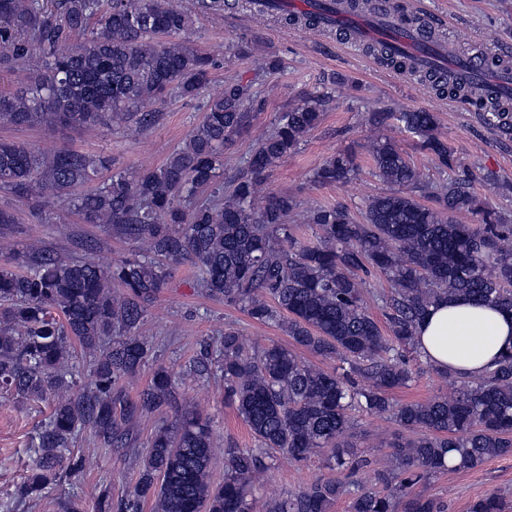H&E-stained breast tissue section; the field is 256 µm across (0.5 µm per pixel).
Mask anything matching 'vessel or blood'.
Listing matches in <instances>:
<instances>
[{"label": "vessel or blood", "mask_w": 512, "mask_h": 512, "mask_svg": "<svg viewBox=\"0 0 512 512\" xmlns=\"http://www.w3.org/2000/svg\"><path fill=\"white\" fill-rule=\"evenodd\" d=\"M327 21L334 24L337 30L347 33L355 42L371 36L384 39L394 52L413 55L423 70L442 73L451 69L461 79L483 80L492 97L512 95V70L491 67L481 47H474L469 54L460 57L446 42L433 41L428 27L417 25L400 30L396 28L394 19L387 14L380 15L374 26L369 27L353 17L341 4L337 5L334 14L328 15Z\"/></svg>", "instance_id": "1"}]
</instances>
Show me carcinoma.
<instances>
[{
  "mask_svg": "<svg viewBox=\"0 0 512 512\" xmlns=\"http://www.w3.org/2000/svg\"><path fill=\"white\" fill-rule=\"evenodd\" d=\"M260 2L276 18L316 30L321 13L290 14L279 0ZM193 15L170 0H0V67L34 65L36 73L10 96L0 94V124L143 126L167 95L197 97L215 62L190 44ZM84 40L72 44L71 35ZM365 52L440 94L472 101L487 111L479 119L512 138V102L489 98L480 83L448 72L441 79L416 71V60L391 53L384 42ZM252 85L227 81L204 103V118L186 143L155 169L136 176L113 173L89 191L112 159L60 150L47 154L18 141L0 140V190L38 206L59 200L86 224H104L139 244L138 254L110 267L62 260L33 244L14 254L21 269L0 268V394L18 402L48 401L51 411L35 435L31 474L15 490L21 501L39 500L63 472L81 469L71 452L90 431L102 444L129 448L141 418L170 409L172 425L154 433L133 488L112 505L108 487L85 496L98 512H328L349 489L317 479L297 494L257 504L252 489L278 452L301 462L331 450L336 468L350 477L366 464L347 441L350 411L394 418L416 437L396 445L393 465L377 473L382 490L351 494L349 512H445L436 498L415 491L430 476L474 469L512 454V354L450 395L394 403L391 391L413 381L410 357L416 330L442 299L464 297L512 310V220L448 179L433 195L415 193L429 183L385 135L367 145L375 175L397 187L369 199L362 220L342 206H313L305 221L315 241L295 235L290 216L297 202L256 187L280 161L296 153L321 121L322 98L312 96L279 113L247 159L246 175L226 194L203 193L224 174V144L247 126ZM394 121L417 136L438 166H452L436 113L425 109H371L378 131ZM354 156L340 153L317 168L313 181L348 182L358 174ZM462 211L477 217L463 224ZM188 263L194 287L239 306L251 319L282 330L294 345L349 365L330 373L301 361L282 344L245 351L238 333L224 330L214 364L228 399L249 426L257 447L224 449V483L211 481L213 434L209 419L182 407L179 381L158 367L136 399L121 381L137 374L151 354L138 330L148 307L168 287L169 267ZM376 270L392 284L382 298L389 333L364 305L359 273ZM123 288L112 293V285ZM88 358L89 382L77 386L73 352ZM493 491L471 512H506Z\"/></svg>",
  "mask_w": 512,
  "mask_h": 512,
  "instance_id": "carcinoma-1",
  "label": "carcinoma"
}]
</instances>
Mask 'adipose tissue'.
I'll list each match as a JSON object with an SVG mask.
<instances>
[{"mask_svg": "<svg viewBox=\"0 0 512 512\" xmlns=\"http://www.w3.org/2000/svg\"><path fill=\"white\" fill-rule=\"evenodd\" d=\"M418 347L435 368L472 380L512 353V311L450 299L430 307L416 332Z\"/></svg>", "mask_w": 512, "mask_h": 512, "instance_id": "ef3b65f1", "label": "adipose tissue"}]
</instances>
